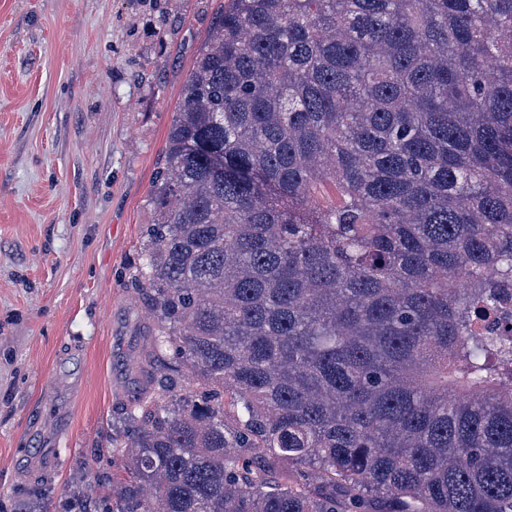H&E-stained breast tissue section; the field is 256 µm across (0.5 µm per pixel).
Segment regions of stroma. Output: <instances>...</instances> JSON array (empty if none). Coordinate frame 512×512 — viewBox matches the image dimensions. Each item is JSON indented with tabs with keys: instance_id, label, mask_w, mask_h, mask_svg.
I'll return each mask as SVG.
<instances>
[{
	"instance_id": "35a3bbf8",
	"label": "stroma",
	"mask_w": 512,
	"mask_h": 512,
	"mask_svg": "<svg viewBox=\"0 0 512 512\" xmlns=\"http://www.w3.org/2000/svg\"><path fill=\"white\" fill-rule=\"evenodd\" d=\"M221 0H0V512H64L146 323L128 270Z\"/></svg>"
}]
</instances>
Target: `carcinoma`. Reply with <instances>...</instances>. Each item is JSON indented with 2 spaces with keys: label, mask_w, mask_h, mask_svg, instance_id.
Listing matches in <instances>:
<instances>
[{
  "label": "carcinoma",
  "mask_w": 512,
  "mask_h": 512,
  "mask_svg": "<svg viewBox=\"0 0 512 512\" xmlns=\"http://www.w3.org/2000/svg\"><path fill=\"white\" fill-rule=\"evenodd\" d=\"M150 204L75 512H512V0H223Z\"/></svg>",
  "instance_id": "carcinoma-1"
}]
</instances>
